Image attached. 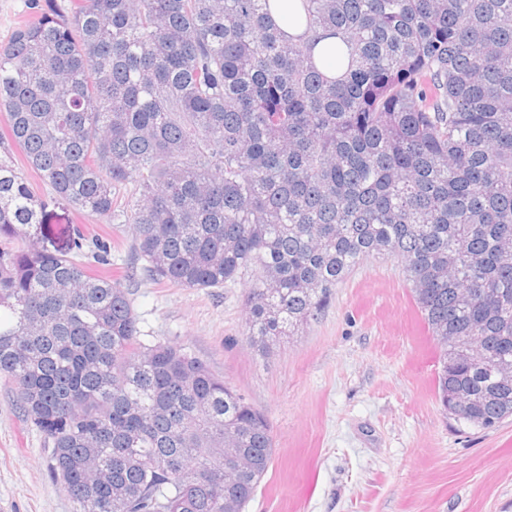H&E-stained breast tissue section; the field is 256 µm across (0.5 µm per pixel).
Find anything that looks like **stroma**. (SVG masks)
I'll list each match as a JSON object with an SVG mask.
<instances>
[{"mask_svg": "<svg viewBox=\"0 0 512 512\" xmlns=\"http://www.w3.org/2000/svg\"><path fill=\"white\" fill-rule=\"evenodd\" d=\"M38 247L73 228L109 244L144 343L191 350L270 420L274 454L244 512H512V417L480 429L440 405L439 349L401 263L363 260L303 335L246 341V282L188 289L146 277L132 225L52 206ZM0 512H76L44 438L0 379Z\"/></svg>", "mask_w": 512, "mask_h": 512, "instance_id": "35a3bbf8", "label": "stroma"}]
</instances>
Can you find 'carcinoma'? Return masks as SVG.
Wrapping results in <instances>:
<instances>
[{"label": "carcinoma", "mask_w": 512, "mask_h": 512, "mask_svg": "<svg viewBox=\"0 0 512 512\" xmlns=\"http://www.w3.org/2000/svg\"><path fill=\"white\" fill-rule=\"evenodd\" d=\"M27 2L0 45V377L76 512H243L272 427L191 351L140 340L81 234L36 246L47 202L15 148L52 199L134 225L149 276L250 278L262 356L362 260H399L442 406L512 416V0H301L296 39L273 0ZM322 33L347 51L332 78ZM226 446L252 462L234 486Z\"/></svg>", "instance_id": "cac0c4a2"}]
</instances>
